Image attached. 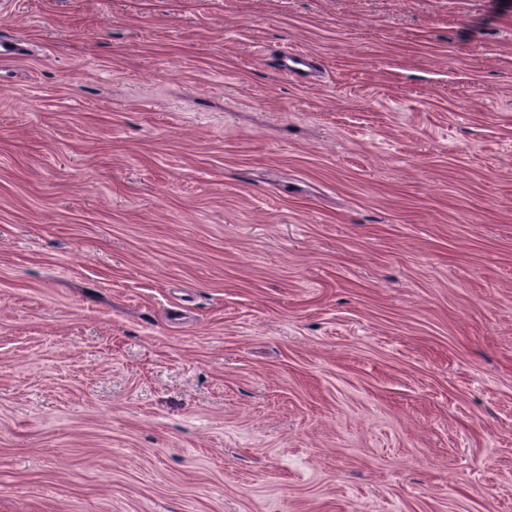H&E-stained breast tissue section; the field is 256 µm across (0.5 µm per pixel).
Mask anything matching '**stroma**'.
Listing matches in <instances>:
<instances>
[{
    "label": "stroma",
    "instance_id": "stroma-1",
    "mask_svg": "<svg viewBox=\"0 0 512 512\" xmlns=\"http://www.w3.org/2000/svg\"><path fill=\"white\" fill-rule=\"evenodd\" d=\"M12 36L0 512H512V0H0Z\"/></svg>",
    "mask_w": 512,
    "mask_h": 512
}]
</instances>
